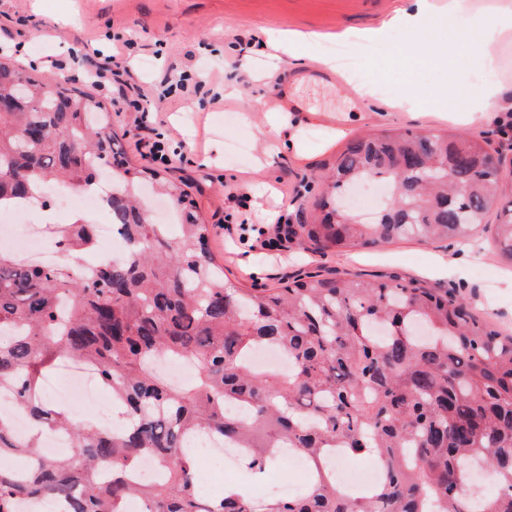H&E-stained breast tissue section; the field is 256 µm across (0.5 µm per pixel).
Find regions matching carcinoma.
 I'll list each match as a JSON object with an SVG mask.
<instances>
[{
    "label": "carcinoma",
    "mask_w": 512,
    "mask_h": 512,
    "mask_svg": "<svg viewBox=\"0 0 512 512\" xmlns=\"http://www.w3.org/2000/svg\"><path fill=\"white\" fill-rule=\"evenodd\" d=\"M0 202L51 183L97 189L112 169L107 200L128 256L82 265L96 246L93 224H64L59 266L43 267L0 247V390L8 389L34 428L20 437L0 417V512L20 498L52 495L65 512H123L136 497L146 512H512V335L471 312L455 294L412 281L336 274L290 277L276 288H242L207 247L183 183L149 171L175 210L168 235L136 201L142 172L125 167L108 132L109 113L60 76L26 73L0 57ZM498 157L475 134L382 131L348 143L315 201L313 224L288 225V242L317 250L358 249L394 240L469 239L500 200ZM388 184L376 220L336 212L361 180ZM493 237L512 266V206L497 210ZM272 348L288 374L254 370L253 350ZM183 361L194 374L175 385L157 370ZM63 364L97 371L99 385L131 421L118 432L73 422L42 384ZM68 434L70 453L35 450L42 430ZM240 441L242 461L263 480L283 443L302 453L313 478L299 495L259 501L246 485L208 498L197 487L192 441ZM372 456L380 484L352 495L336 485L329 451ZM148 451L167 471L158 484L126 476ZM492 471L497 490L464 488L471 470ZM108 469L112 478L100 480Z\"/></svg>",
    "instance_id": "1"
}]
</instances>
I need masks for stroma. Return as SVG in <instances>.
I'll return each mask as SVG.
<instances>
[{
	"label": "stroma",
	"mask_w": 512,
	"mask_h": 512,
	"mask_svg": "<svg viewBox=\"0 0 512 512\" xmlns=\"http://www.w3.org/2000/svg\"><path fill=\"white\" fill-rule=\"evenodd\" d=\"M410 0H0V56L27 72L49 74L42 52L35 48L41 30L59 41L51 48L80 41L87 53H109L125 43V63L137 82L153 84L163 76L186 71L191 85L186 97L157 103L156 126L165 133L175 156L166 171L184 180L202 222L210 227L209 248L225 273L246 288H272L288 277L321 271L347 277L406 282L465 297L472 310L503 330L512 332V268L497 254L489 235L473 238L469 255L459 241H397L374 249L315 252L295 246L288 250L255 248V226L287 217L289 223L311 221L319 184L338 154L354 137L390 129L445 134L486 133L502 159L512 158V129H502L491 116L496 102L484 103L482 113L460 121L431 111L407 112L392 106L400 89L396 56L411 54L420 65L413 81L419 96L455 97L458 84L478 83L482 69L460 51L459 34L391 30L377 42L376 57L361 67L365 80L344 75L342 84H310L298 92L305 111L289 120L297 128L299 145L277 155L272 165L259 167L263 139L279 110L273 92L287 73L278 68L283 51L275 43L280 32L295 31L307 39L298 48L295 70L322 69V47L338 42L348 28L376 29ZM252 43L242 57L238 41ZM80 86L112 114V132L130 168H154L133 132L134 114L118 92L96 86L76 74ZM375 87L378 98L359 97L362 84ZM224 99L213 102L214 93ZM267 102L254 111L256 99ZM237 195L247 194L253 229L225 233V215L238 211ZM461 257L459 273L441 277L439 260Z\"/></svg>",
	"instance_id": "35a3bbf8"
}]
</instances>
